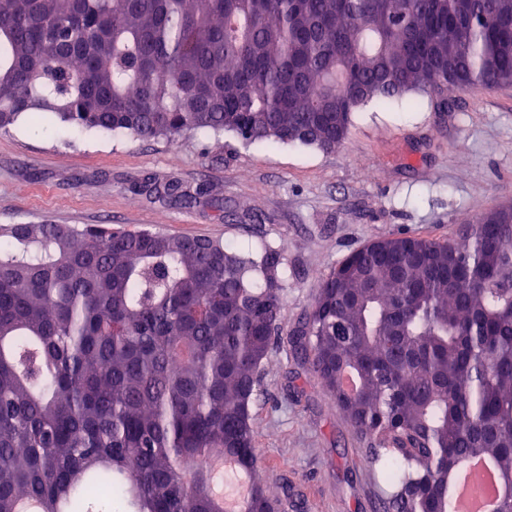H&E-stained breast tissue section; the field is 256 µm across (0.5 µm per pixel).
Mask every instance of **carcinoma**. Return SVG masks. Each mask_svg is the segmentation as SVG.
I'll use <instances>...</instances> for the list:
<instances>
[{
	"label": "carcinoma",
	"mask_w": 512,
	"mask_h": 512,
	"mask_svg": "<svg viewBox=\"0 0 512 512\" xmlns=\"http://www.w3.org/2000/svg\"><path fill=\"white\" fill-rule=\"evenodd\" d=\"M512 84V0H0V129L28 113L133 138L229 131L333 151L336 113ZM155 202L210 201L206 184ZM282 252L104 225L13 224L0 245V512H240L260 478L255 376L277 343ZM370 444L385 512H450L492 460L512 512V208L451 242L346 255L291 334ZM360 386L349 398L341 376ZM222 454L236 470L212 468Z\"/></svg>",
	"instance_id": "carcinoma-1"
}]
</instances>
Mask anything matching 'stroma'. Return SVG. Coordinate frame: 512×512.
I'll return each instance as SVG.
<instances>
[{"label":"stroma","mask_w":512,"mask_h":512,"mask_svg":"<svg viewBox=\"0 0 512 512\" xmlns=\"http://www.w3.org/2000/svg\"><path fill=\"white\" fill-rule=\"evenodd\" d=\"M436 111L411 100L354 113L344 144H243L194 132L136 139L21 116L0 130L1 224L154 226L283 252L279 339L253 405L258 465L271 490L299 495L287 512H383L368 443L307 371L288 334L350 252L392 233L436 240L512 204V85L454 92ZM207 184L222 207L182 208L138 193L144 176Z\"/></svg>","instance_id":"1"}]
</instances>
